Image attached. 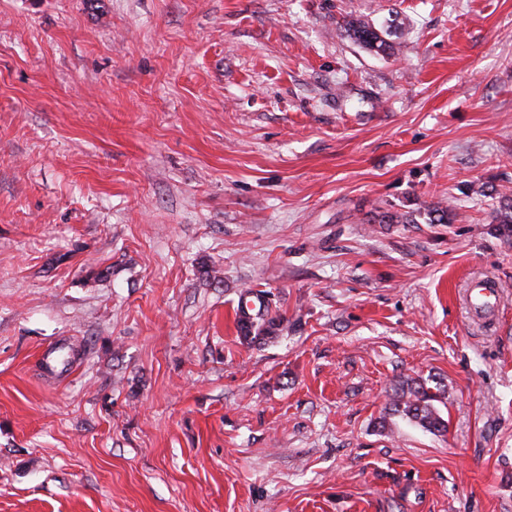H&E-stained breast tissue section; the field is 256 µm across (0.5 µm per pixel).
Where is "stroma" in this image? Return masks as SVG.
Here are the masks:
<instances>
[{"instance_id": "1", "label": "stroma", "mask_w": 512, "mask_h": 512, "mask_svg": "<svg viewBox=\"0 0 512 512\" xmlns=\"http://www.w3.org/2000/svg\"><path fill=\"white\" fill-rule=\"evenodd\" d=\"M480 183L512 190V0H0V512H512ZM430 204L461 221L374 220ZM408 376L446 435L390 413ZM346 25V31L350 32V35L353 36L364 48L376 53L384 54L393 49V46L387 42L381 36L380 32L368 21L352 19L348 21ZM490 277L486 276L472 283L470 299L472 300V309L475 312H482L493 308L500 302L498 286L489 282ZM245 295H254L260 301L259 308L246 313L242 307L239 311L238 329L242 338L249 344H264L267 339H271L277 335L280 327V322H277L275 317H272L269 312V304L265 300V291H247ZM265 302L267 305H265Z\"/></svg>"}]
</instances>
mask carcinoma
<instances>
[{"instance_id":"carcinoma-1","label":"carcinoma","mask_w":512,"mask_h":512,"mask_svg":"<svg viewBox=\"0 0 512 512\" xmlns=\"http://www.w3.org/2000/svg\"><path fill=\"white\" fill-rule=\"evenodd\" d=\"M347 31L364 48L376 53H388L393 46L369 22L352 19L347 22ZM499 206L491 212V223L497 225L499 235L512 238V194L500 193ZM428 224H453L459 213L453 209L434 205L425 212ZM260 299L259 308L247 313L239 311L238 329L242 338L250 344L261 345L277 335L280 323L272 317L265 305V292L248 291ZM445 396V386L433 388L427 383L413 378L401 380L395 388L390 402V411L398 414L419 427L439 434L448 432V421L436 407Z\"/></svg>"}]
</instances>
